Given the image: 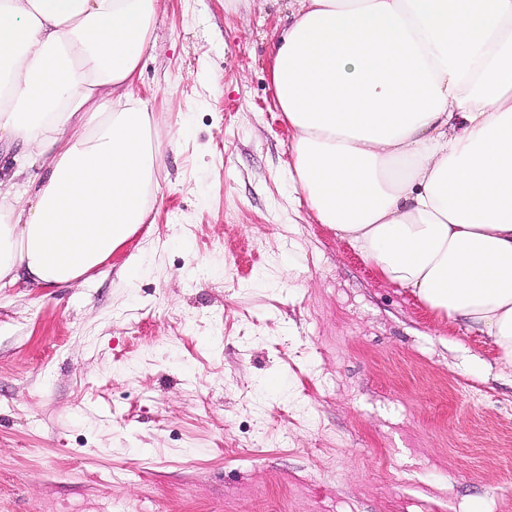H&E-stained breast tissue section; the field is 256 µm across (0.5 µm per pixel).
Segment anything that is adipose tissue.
<instances>
[{
	"instance_id": "1",
	"label": "adipose tissue",
	"mask_w": 512,
	"mask_h": 512,
	"mask_svg": "<svg viewBox=\"0 0 512 512\" xmlns=\"http://www.w3.org/2000/svg\"><path fill=\"white\" fill-rule=\"evenodd\" d=\"M162 7L0 0L1 282L70 283L149 223ZM270 70L296 201L512 369V0H295Z\"/></svg>"
}]
</instances>
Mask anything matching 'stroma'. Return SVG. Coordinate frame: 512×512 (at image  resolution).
I'll use <instances>...</instances> for the list:
<instances>
[{
    "label": "stroma",
    "instance_id": "obj_1",
    "mask_svg": "<svg viewBox=\"0 0 512 512\" xmlns=\"http://www.w3.org/2000/svg\"><path fill=\"white\" fill-rule=\"evenodd\" d=\"M289 2L169 0L154 223L0 285V512H512V371L288 204Z\"/></svg>",
    "mask_w": 512,
    "mask_h": 512
}]
</instances>
